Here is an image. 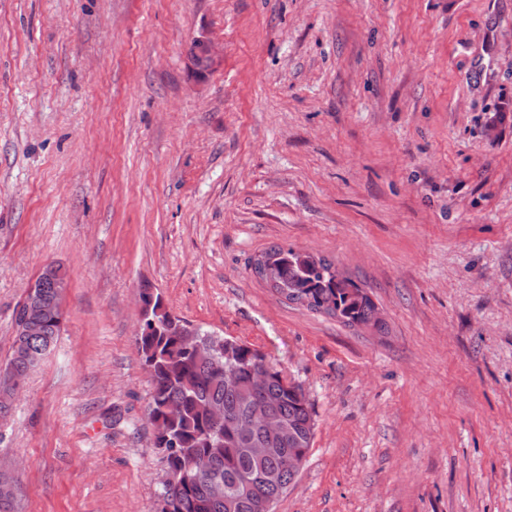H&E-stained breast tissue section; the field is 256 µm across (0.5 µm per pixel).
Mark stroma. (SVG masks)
Masks as SVG:
<instances>
[{"mask_svg": "<svg viewBox=\"0 0 512 512\" xmlns=\"http://www.w3.org/2000/svg\"><path fill=\"white\" fill-rule=\"evenodd\" d=\"M272 245L384 332L256 278ZM48 262L62 331L0 419L24 512H158L144 285L305 393L275 512H512V0H0V364ZM253 272L288 301L309 310L336 317L350 327H384L371 298L340 277L324 258L272 246L255 260Z\"/></svg>", "mask_w": 512, "mask_h": 512, "instance_id": "1", "label": "stroma"}]
</instances>
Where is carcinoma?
Here are the masks:
<instances>
[{"mask_svg": "<svg viewBox=\"0 0 512 512\" xmlns=\"http://www.w3.org/2000/svg\"><path fill=\"white\" fill-rule=\"evenodd\" d=\"M199 69L213 63L200 43L190 48ZM255 275L294 303L333 316L350 327L383 329L371 298L340 276L332 263L308 253L272 246L255 260ZM67 272L59 267L25 297L15 314V334L5 367L25 379L56 343L63 312L60 289ZM142 320L135 344L149 374V422L163 420L155 446L177 481L160 494V512H270L296 476L288 454L308 456L314 438L311 405L300 386L260 351L172 316L160 294L141 290ZM43 326L41 336H23L21 322ZM268 371L267 384L252 385V374ZM236 372L233 381L224 370ZM224 412L217 425L213 413ZM260 414L276 419L285 431L272 436L262 427L239 423ZM254 448H284L287 454H253Z\"/></svg>", "mask_w": 512, "mask_h": 512, "instance_id": "obj_1", "label": "carcinoma"}]
</instances>
